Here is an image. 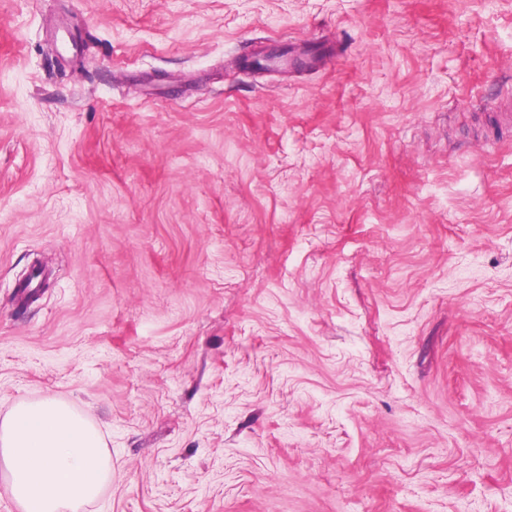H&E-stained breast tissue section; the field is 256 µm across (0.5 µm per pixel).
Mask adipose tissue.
<instances>
[{
    "label": "adipose tissue",
    "instance_id": "1",
    "mask_svg": "<svg viewBox=\"0 0 512 512\" xmlns=\"http://www.w3.org/2000/svg\"><path fill=\"white\" fill-rule=\"evenodd\" d=\"M112 482V456L95 423L44 396L0 415V490L19 512H81Z\"/></svg>",
    "mask_w": 512,
    "mask_h": 512
}]
</instances>
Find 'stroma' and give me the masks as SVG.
I'll use <instances>...</instances> for the list:
<instances>
[{
	"instance_id": "1",
	"label": "stroma",
	"mask_w": 512,
	"mask_h": 512,
	"mask_svg": "<svg viewBox=\"0 0 512 512\" xmlns=\"http://www.w3.org/2000/svg\"><path fill=\"white\" fill-rule=\"evenodd\" d=\"M506 102L512 0H0V414L83 512H512ZM0 472L20 512H79L112 483V456L87 415L43 396L2 414Z\"/></svg>"
}]
</instances>
